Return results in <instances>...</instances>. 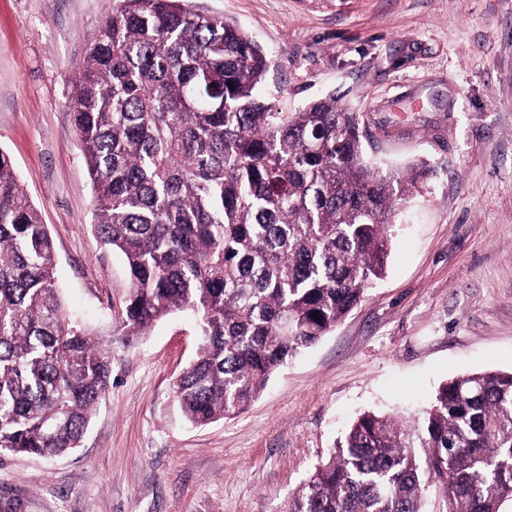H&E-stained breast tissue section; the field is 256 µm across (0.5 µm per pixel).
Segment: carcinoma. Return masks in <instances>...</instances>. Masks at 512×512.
Wrapping results in <instances>:
<instances>
[{
  "instance_id": "carcinoma-1",
  "label": "carcinoma",
  "mask_w": 512,
  "mask_h": 512,
  "mask_svg": "<svg viewBox=\"0 0 512 512\" xmlns=\"http://www.w3.org/2000/svg\"><path fill=\"white\" fill-rule=\"evenodd\" d=\"M270 63L236 25L182 0H121L90 38L71 112L94 230L130 282L115 332L191 312L201 343L174 394L193 424L242 412L288 358L349 313L388 256L398 195L364 161L361 113L329 96L263 99ZM48 226L0 151V453L78 447L112 347L64 308ZM512 372L464 373L406 425L365 413L293 512H507Z\"/></svg>"
}]
</instances>
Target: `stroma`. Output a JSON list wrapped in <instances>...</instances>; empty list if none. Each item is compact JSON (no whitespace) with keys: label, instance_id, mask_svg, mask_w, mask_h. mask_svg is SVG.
Masks as SVG:
<instances>
[{"label":"stroma","instance_id":"1","mask_svg":"<svg viewBox=\"0 0 512 512\" xmlns=\"http://www.w3.org/2000/svg\"><path fill=\"white\" fill-rule=\"evenodd\" d=\"M270 58L264 97L332 95L364 116L365 157L399 176L383 279L237 416L184 417L174 384L200 343L178 311L126 341L124 260L69 108L87 41L117 0H0V150L48 225L70 313L112 343V378L76 450L0 457V512H290L350 424L412 418L461 373L512 371V0H186Z\"/></svg>","mask_w":512,"mask_h":512}]
</instances>
